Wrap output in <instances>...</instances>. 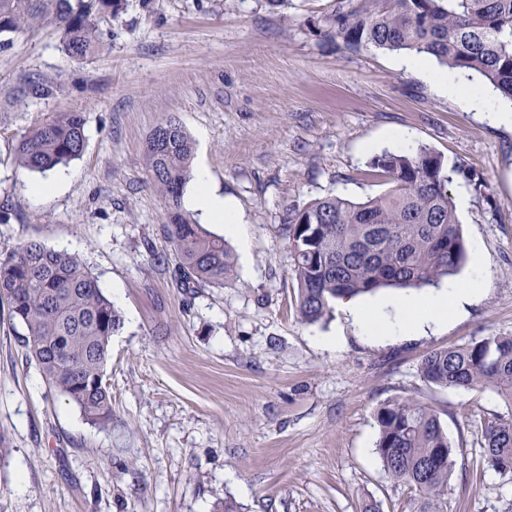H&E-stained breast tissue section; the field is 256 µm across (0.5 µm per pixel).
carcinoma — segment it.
I'll list each match as a JSON object with an SVG mask.
<instances>
[{"mask_svg":"<svg viewBox=\"0 0 512 512\" xmlns=\"http://www.w3.org/2000/svg\"><path fill=\"white\" fill-rule=\"evenodd\" d=\"M125 0H0V36L55 24L76 61L98 49L96 18L117 19ZM324 38L347 50L410 52L467 76L479 75L512 100V0H334ZM53 86L33 81L22 98H42ZM81 112H57L23 134L18 164L38 174L78 159L85 148ZM192 139L178 120L162 118L146 154L154 186L167 201L163 231L178 259L179 287L224 285L234 258L224 237L192 219L181 204L191 178ZM370 172L389 189L363 202L326 196L289 213L283 227L298 285L297 312L319 322L336 299L382 288H420L456 274L466 246L448 186L462 179L479 189L469 167H452L426 146L385 152ZM0 302L25 330L28 358L49 389L76 405L88 422H112L105 380L110 341L122 327L112 301L81 257L38 242L0 255ZM430 385L489 388L512 406V336L489 335L465 346L434 349L420 364ZM377 454L383 470L414 492L409 512H444L452 446L436 410L417 400H392L376 412ZM487 462L512 474V410L482 428Z\"/></svg>","mask_w":512,"mask_h":512,"instance_id":"1","label":"carcinoma"}]
</instances>
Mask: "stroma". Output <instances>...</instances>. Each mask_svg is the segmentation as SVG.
I'll list each match as a JSON object with an SVG mask.
<instances>
[{
  "label": "stroma",
  "mask_w": 512,
  "mask_h": 512,
  "mask_svg": "<svg viewBox=\"0 0 512 512\" xmlns=\"http://www.w3.org/2000/svg\"><path fill=\"white\" fill-rule=\"evenodd\" d=\"M333 0H127L97 18L101 49L71 60L48 24L0 45V253L35 241L79 255L119 310L105 379L112 423L87 422L25 360L0 306V512H404L408 486L375 452L376 409L433 406L453 447L447 512H504L512 478L485 458L481 429L512 409L495 391L424 381L429 351L512 336V127L440 92L402 53H345L323 41ZM56 91L14 105L32 79ZM86 119L62 190L37 198L13 147L57 112ZM178 117L248 237L233 276L185 291L160 228L166 204L145 159L150 131ZM486 181L454 180L469 261L486 287L447 323L368 336L342 302L316 324L296 312L287 211L337 195L378 196L373 155L394 133Z\"/></svg>",
  "instance_id": "1"
}]
</instances>
